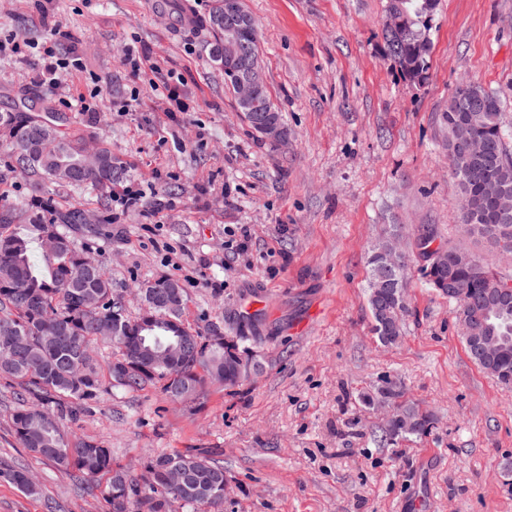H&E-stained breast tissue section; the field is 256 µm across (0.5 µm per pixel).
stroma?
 Instances as JSON below:
<instances>
[{
	"label": "stroma",
	"mask_w": 512,
	"mask_h": 512,
	"mask_svg": "<svg viewBox=\"0 0 512 512\" xmlns=\"http://www.w3.org/2000/svg\"><path fill=\"white\" fill-rule=\"evenodd\" d=\"M150 2L0 0V113L34 92L28 115L57 112L63 132L111 148L146 195L124 212L91 190L61 193L88 218L70 235L130 313L162 275L182 284L195 327L234 335L258 302L260 370L208 388L196 412L156 387L112 389L65 416V434L134 471L160 452L202 449L224 466L223 512H512V387L470 359L457 305L428 288L415 246L431 230L436 245L512 276V262L459 223L441 123L456 87L473 81L500 96L512 126V0H441L419 84L385 55L387 0H244L288 127L282 144L241 117L208 37ZM128 44L148 64L134 68ZM46 45L68 64L54 84L39 77ZM393 224L405 227L408 309L385 346L365 298L367 253ZM386 384L399 402L362 404ZM20 401L0 380V470H27L40 492L0 479V512H106L105 479L61 474L19 447ZM400 402L431 424L383 444Z\"/></svg>",
	"instance_id": "35a3bbf8"
}]
</instances>
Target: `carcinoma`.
Masks as SVG:
<instances>
[{"instance_id":"cac0c4a2","label":"carcinoma","mask_w":512,"mask_h":512,"mask_svg":"<svg viewBox=\"0 0 512 512\" xmlns=\"http://www.w3.org/2000/svg\"><path fill=\"white\" fill-rule=\"evenodd\" d=\"M239 2L213 0L199 27L212 39L210 51H215L218 42L221 28L216 20L224 17V4ZM402 5L397 32L383 36L386 55L405 77L420 83L428 69L432 50L428 28L439 0H402ZM442 121L448 133L449 169L461 189L460 223L467 233L486 241L496 252L512 253V150L502 99L479 84L465 82L456 88ZM0 129L11 144L14 168L34 177L28 197L17 202L0 201V378L32 400L19 405L12 416L17 442L64 474L75 471L89 480L106 479L108 512H177L179 508L205 512L224 505V465L206 453L162 452L147 463L158 473L174 465L182 467L193 492L184 494L161 480L145 491L135 477L114 463L111 449L66 437L61 420L64 414L98 400L104 393L97 367L81 365L82 351L98 340L102 320L117 324L111 339L112 359L107 362L112 387L126 392L158 387L171 399L197 387L239 385L230 353H250L247 343L253 337L241 329L233 336L235 344L228 348L210 343L209 337L220 332L185 324V291L169 278L145 285L148 292L166 297L169 306H151L130 316L123 299L114 294L112 277L105 267L84 275L85 249L65 230L68 224L82 223V210L61 205L57 193L47 188L49 183L62 190L90 188L105 196L123 181L124 163L111 149L102 148L98 166L90 172L80 170L83 137L63 134L57 124L23 112H1ZM473 137L485 142L487 155L461 164L460 143ZM50 229L61 237L58 250H40L41 263L36 266L30 260L32 245H41ZM379 249L380 245H374L368 256L367 304L375 335L388 345L401 335V326L388 330L376 312L373 287L380 278H388L398 289L397 296H386L380 303L396 306L404 313L406 270L402 262L390 271L383 270ZM446 252L448 257L461 260L454 271L457 286L462 288V296L456 299L458 318L470 321L481 335L488 324L499 334L512 337V307L496 313L487 310L501 289L512 290V282L468 250L450 246ZM423 275L439 295L448 296V265L430 261ZM176 331L195 344L183 359L166 366L136 363L135 353L160 348ZM497 367L498 382L511 386L512 340L498 357ZM429 425L428 415L404 406L387 425L384 441L420 435ZM0 476L29 495L37 494L22 471H0Z\"/></svg>"}]
</instances>
